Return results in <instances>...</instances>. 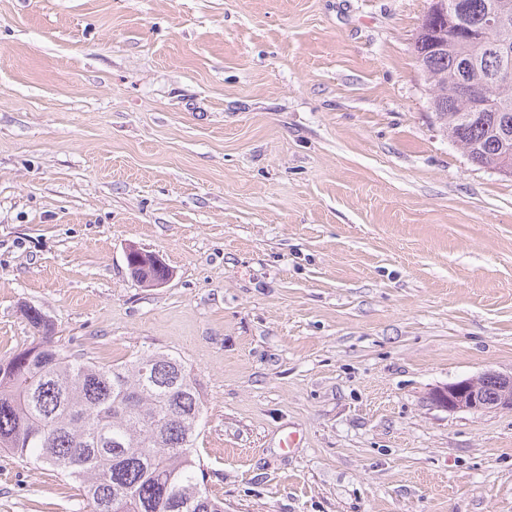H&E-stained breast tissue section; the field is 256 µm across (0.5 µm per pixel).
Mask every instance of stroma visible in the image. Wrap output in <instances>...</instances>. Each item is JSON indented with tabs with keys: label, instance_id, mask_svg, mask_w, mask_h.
I'll return each mask as SVG.
<instances>
[{
	"label": "stroma",
	"instance_id": "stroma-1",
	"mask_svg": "<svg viewBox=\"0 0 512 512\" xmlns=\"http://www.w3.org/2000/svg\"><path fill=\"white\" fill-rule=\"evenodd\" d=\"M430 0H0V359L180 356L224 512H512V177L443 132ZM157 255L168 280L134 278ZM0 512H86L0 450ZM429 399L448 412L512 409V373L488 371L476 378L449 383L433 389Z\"/></svg>",
	"mask_w": 512,
	"mask_h": 512
}]
</instances>
